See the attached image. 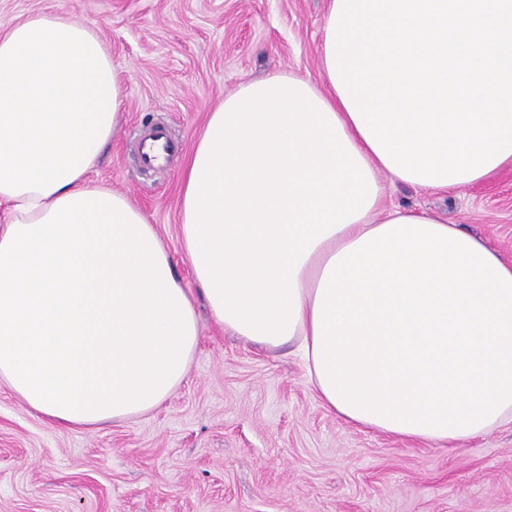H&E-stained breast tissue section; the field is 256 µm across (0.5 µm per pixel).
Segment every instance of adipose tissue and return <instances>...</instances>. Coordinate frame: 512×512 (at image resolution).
Here are the masks:
<instances>
[{
  "label": "adipose tissue",
  "instance_id": "1",
  "mask_svg": "<svg viewBox=\"0 0 512 512\" xmlns=\"http://www.w3.org/2000/svg\"><path fill=\"white\" fill-rule=\"evenodd\" d=\"M124 79L90 24L36 13L0 35V382L52 425L142 416L185 380L195 294L226 331L296 346L346 422L448 447L512 422V264L424 210L333 83L275 73L209 112L182 173L179 239L90 177Z\"/></svg>",
  "mask_w": 512,
  "mask_h": 512
}]
</instances>
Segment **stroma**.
Listing matches in <instances>:
<instances>
[{"mask_svg": "<svg viewBox=\"0 0 512 512\" xmlns=\"http://www.w3.org/2000/svg\"><path fill=\"white\" fill-rule=\"evenodd\" d=\"M328 0H0V34L39 12L93 24L125 80L118 133L91 173L157 231L194 287L177 225L180 178L208 112L243 83H322ZM180 143L143 170L138 142ZM388 206L432 209L512 263V167L456 193L384 182ZM182 385L152 412L96 429L53 426L0 384V512H512V424L448 449L328 411L290 350L214 323Z\"/></svg>", "mask_w": 512, "mask_h": 512, "instance_id": "stroma-1", "label": "stroma"}]
</instances>
